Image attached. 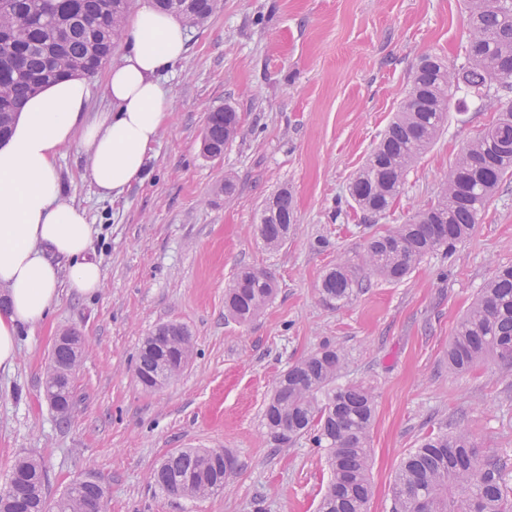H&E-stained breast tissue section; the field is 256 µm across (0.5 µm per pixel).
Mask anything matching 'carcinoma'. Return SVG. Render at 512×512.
Wrapping results in <instances>:
<instances>
[{"mask_svg":"<svg viewBox=\"0 0 512 512\" xmlns=\"http://www.w3.org/2000/svg\"><path fill=\"white\" fill-rule=\"evenodd\" d=\"M130 0H0V132L8 134L21 102L34 90L64 76H93L126 33ZM469 37L463 62L423 57L408 84L405 100L378 146L356 171L349 197L363 220L390 211L408 171L440 135L460 92L495 113L492 123L464 144L434 200L406 224L370 235L360 255L370 273L401 281L425 256L469 240L482 212L507 175H512V0H463ZM156 7L192 25L202 24L221 0H155ZM239 133L237 112L224 106L209 113L205 128L208 157L220 156ZM297 222L293 197L284 189L269 198L258 231L277 249ZM369 282L356 277L348 261L322 279L320 298L346 305ZM276 293L266 271L238 269L224 289V309L240 323L260 314ZM193 340L177 323L158 326L139 349L136 375L146 388H159L179 373L169 364L189 361ZM488 357L512 368V265L501 266L460 316L448 346V365L464 373ZM349 363L344 348L330 342L290 366L275 382L263 412L274 440L309 439L323 449L330 480L318 512H369L373 495L370 431L375 395L361 384L338 385ZM215 449L186 448L169 454L154 474L168 496L204 498L224 489L216 476ZM28 484L0 496V512L28 498L30 512H101L105 488L93 473L73 482L56 500L45 492V474L34 458L18 459ZM509 474L479 438L456 422L438 423L409 452L393 481L392 512H512Z\"/></svg>","mask_w":512,"mask_h":512,"instance_id":"1","label":"carcinoma"}]
</instances>
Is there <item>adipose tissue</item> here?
<instances>
[{
    "label": "adipose tissue",
    "instance_id": "ef3b65f1",
    "mask_svg": "<svg viewBox=\"0 0 512 512\" xmlns=\"http://www.w3.org/2000/svg\"><path fill=\"white\" fill-rule=\"evenodd\" d=\"M128 49L107 76L111 110L86 121L87 84L51 82L27 99L0 143V370L20 357L18 333L47 317L62 288L92 294L102 270L89 259L94 226L63 191L55 160L80 140L87 174L102 194L120 195L141 180L173 103L159 77L187 52L183 24L144 0L128 24Z\"/></svg>",
    "mask_w": 512,
    "mask_h": 512
}]
</instances>
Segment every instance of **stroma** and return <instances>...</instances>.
Wrapping results in <instances>:
<instances>
[{
	"instance_id": "1",
	"label": "stroma",
	"mask_w": 512,
	"mask_h": 512,
	"mask_svg": "<svg viewBox=\"0 0 512 512\" xmlns=\"http://www.w3.org/2000/svg\"><path fill=\"white\" fill-rule=\"evenodd\" d=\"M186 35L185 57L160 77L175 110L142 180L105 196L85 175L79 143L57 158L66 197L95 226L89 254L103 285L90 296L62 291L46 320L22 331L15 369L0 372V488L16 459L30 456L52 499L96 473L106 512H316L329 478L323 450L305 439L273 442L262 413L279 375L326 340L349 353L342 383L376 394L370 512H391L395 472L438 422L463 420L485 450L512 460V370L493 361L467 374L448 367L457 320L496 269L512 265V177L452 255L426 256L399 282L372 280L340 308L318 295L324 275L356 259L370 234L434 199L460 148L493 119L476 101L450 110L391 210L369 224L353 207L350 179L420 59L461 61L462 0H223ZM224 105L240 131L209 158L207 116ZM283 189L297 222L270 250L257 224L265 200ZM242 266L277 283L246 324L224 314V287ZM167 322L188 328L194 352L177 380L147 390L135 374L138 350ZM64 330L83 336L84 348L77 401L63 421L44 382ZM181 448L228 453L224 490L205 499L162 493L153 472Z\"/></svg>"
}]
</instances>
